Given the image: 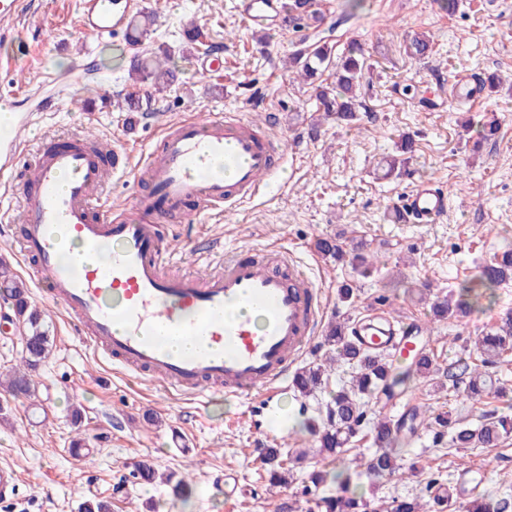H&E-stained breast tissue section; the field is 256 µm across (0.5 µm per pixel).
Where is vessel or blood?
Returning <instances> with one entry per match:
<instances>
[{
	"label": "vessel or blood",
	"mask_w": 512,
	"mask_h": 512,
	"mask_svg": "<svg viewBox=\"0 0 512 512\" xmlns=\"http://www.w3.org/2000/svg\"><path fill=\"white\" fill-rule=\"evenodd\" d=\"M81 30L100 39L125 36L141 12V0H80ZM242 15L262 27L281 25L284 0H241ZM100 148L58 145L31 163L34 193L22 209L18 240L23 260L50 275L55 306L71 317L81 336L123 370L148 376L165 392L195 398L204 387L269 400L282 391L293 365L304 355L323 320L312 278L287 251L240 250L225 256L218 272L201 279L169 276L173 260L166 225L192 209L208 222L235 211L260 194L277 175L284 157L280 140L234 114L185 119L166 126L159 147L131 164L127 151L113 149L104 165ZM133 172L151 183L134 195L130 209L112 216L96 211L109 172ZM398 206L414 224H433L448 209L446 192L421 183ZM64 227L84 254L63 263L49 226ZM197 338L188 353H173L159 338ZM417 319L400 321L372 309L351 327L367 349L408 357ZM483 482L482 470H460L450 491L464 499Z\"/></svg>",
	"instance_id": "obj_1"
}]
</instances>
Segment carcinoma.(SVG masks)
I'll return each instance as SVG.
<instances>
[{
    "instance_id": "1",
    "label": "carcinoma",
    "mask_w": 512,
    "mask_h": 512,
    "mask_svg": "<svg viewBox=\"0 0 512 512\" xmlns=\"http://www.w3.org/2000/svg\"><path fill=\"white\" fill-rule=\"evenodd\" d=\"M289 17L293 27L303 28V22L319 23L323 15L316 0H290ZM333 47L322 40L312 44L300 40L299 47L289 58L303 82L315 85L316 111L324 118L334 119L347 125L359 120L360 88L365 74L370 70L364 49L356 42L348 44L336 61V81L321 79L322 72L331 64ZM408 54L422 59L432 53L430 39L420 33L414 35L406 46ZM171 49L164 48L149 57L134 59L130 68V80L148 84L161 93L179 81L178 71L173 65ZM413 141L406 137L397 146V153L385 160L384 176L400 177L406 173L412 160ZM316 250L337 263H348L363 277L376 272L359 246L352 251L344 249L332 238H319ZM512 280V249L493 255L483 263L478 274L460 283L455 289L431 303L433 316L439 320L462 318L469 315L484 298L495 297L497 288ZM0 299L12 304L18 323L23 327L21 340L24 351V366L17 368L7 379V387L15 397L30 398L35 395V383L31 372L47 358L50 336L42 323V314L29 301L28 290L16 279L11 269L0 265ZM325 343L333 347L335 356L331 363H339L352 370L350 386L337 390L318 410V415L309 422L317 441L318 455L336 464V470H314L310 482L338 485L336 492L321 497L316 503L320 512H377L371 502L358 492L351 483L349 471L355 459L347 457L348 445L366 421L370 400L380 393H392L420 378L438 375L451 384L456 393L468 400L478 401L497 387L484 367L494 365L504 354L512 353V313L501 316L495 325L481 336L477 344L478 358H460L450 365H439L434 355L422 352L410 362L400 365L385 356H378L362 349L348 336L346 326L332 323L325 333ZM326 369L319 365L297 372L292 378V387L307 397L324 383ZM420 410L414 408L395 418L382 415L370 422L369 437L376 447L375 454L366 462V472L375 479L392 476L401 469V447L419 428L435 430L436 441L449 436L451 448H497L504 439L512 435V417L508 415H483V422L476 427L450 422L442 413L430 412L428 419L419 420ZM260 466L270 476V486L281 487L288 482V453L280 448H263L259 452ZM437 480L428 483L433 512H446L451 506L450 497L436 489ZM425 505L419 500L393 499L387 512H423ZM464 512H512V495L481 499L474 497L464 505Z\"/></svg>"
}]
</instances>
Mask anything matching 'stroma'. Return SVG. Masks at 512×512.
I'll return each mask as SVG.
<instances>
[{"label":"stroma","instance_id":"obj_1","mask_svg":"<svg viewBox=\"0 0 512 512\" xmlns=\"http://www.w3.org/2000/svg\"><path fill=\"white\" fill-rule=\"evenodd\" d=\"M237 0H143L153 14L150 39L143 44L100 42L82 33L79 0H27L14 21L0 20V95H14L16 111L28 123L18 129L25 152L14 170L0 174V259L22 280L41 311L51 340L49 356L33 374V398H14L0 388V466L19 476L16 497L0 512H78L83 499L110 501L112 512H277L281 502L307 512L318 497L308 474L316 466L314 437L306 416L316 415L349 379L333 366L325 389L302 398L280 394L281 415L267 439H260L266 411L248 397L209 393L202 401L164 394L149 381L115 367L76 334L49 298L50 283L34 278L18 261L16 235L22 198L29 186L25 170L36 151L52 144L90 138L104 146L128 147L133 159L159 142L160 126L187 116L213 118L236 112L270 124L287 145L283 171L269 190L246 202L221 222L171 224L168 243L175 254L173 273L208 274L221 256L240 249H285L319 287L325 320L351 321L381 306L393 315L414 317L427 328L429 348L440 363L468 356L475 341L499 313L512 310V285L495 303L468 317L433 321L434 294L447 292L476 274L479 266L512 243V0H459L448 16L440 0H318L335 51L360 41L373 68L361 86L366 107L359 125L321 120L315 92L301 84L288 64L299 37L319 38L317 29L261 28L237 11ZM211 46L224 48V70L203 74L198 58H178V83L155 94L133 86L127 75L131 55L159 46L182 47L187 30ZM430 37L433 51L423 60L408 56L414 33ZM498 73V92L479 105L460 101L461 77ZM137 88L142 110H119L125 89ZM55 98L58 111L41 112L40 99ZM497 120L494 143L480 140L476 127ZM412 137L410 173L398 179L376 175L380 158L402 137ZM428 181L448 194V213L438 224L416 227L387 221L401 195ZM339 238L344 247L364 245L377 255L379 271L364 278L314 249L316 238ZM220 253H204L208 239ZM358 288L354 306L341 303L339 286ZM21 326L0 302V376L21 366ZM503 394L473 403L438 383H412L399 405L370 404L369 416L397 415L414 405L447 412L449 418L478 423L496 411L512 416V365H493ZM82 411L73 421V408ZM186 447H175L173 436ZM84 437L87 451L70 450ZM306 450L291 461L289 486L270 488L254 462L261 448ZM419 462L424 472L373 480L355 475L366 496L389 500L425 499L428 478L451 484L456 469L483 468L484 490H512V437L496 449H451L420 430L402 456L403 466ZM186 480L181 496L169 486L135 476L140 463Z\"/></svg>","mask_w":512,"mask_h":512}]
</instances>
